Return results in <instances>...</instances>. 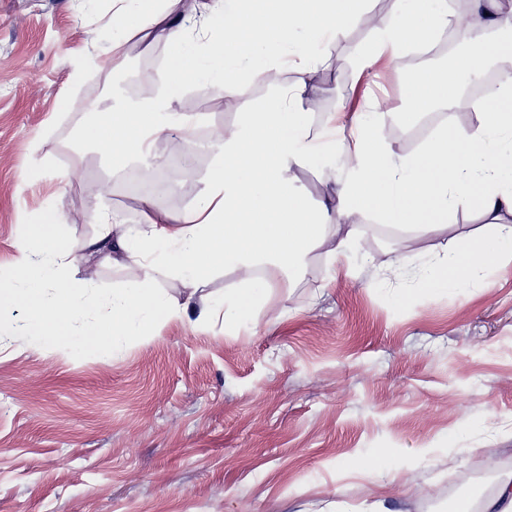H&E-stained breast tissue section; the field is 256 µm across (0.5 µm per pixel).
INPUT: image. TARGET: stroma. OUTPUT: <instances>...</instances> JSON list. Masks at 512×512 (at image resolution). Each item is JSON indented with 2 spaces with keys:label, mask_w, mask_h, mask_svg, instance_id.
I'll return each mask as SVG.
<instances>
[{
  "label": "stroma",
  "mask_w": 512,
  "mask_h": 512,
  "mask_svg": "<svg viewBox=\"0 0 512 512\" xmlns=\"http://www.w3.org/2000/svg\"><path fill=\"white\" fill-rule=\"evenodd\" d=\"M112 0H0V271L18 258L27 225L55 212L77 278L99 295L140 274L91 254L97 232L88 188L111 183L108 205L143 221L141 197L124 192L136 162L113 164L78 139L90 109L121 110L123 82L148 61L168 68L165 41L130 35L111 70ZM372 30L330 42L312 68L301 109L318 98L336 131L318 123L315 149L329 155L288 177L312 203L337 196L346 173L338 143L373 97L407 103L408 68L382 56L361 69ZM281 83L243 79L225 106L206 82L184 77L173 109L196 127L233 130L243 113L282 98ZM166 171L173 214L186 217L213 166ZM351 258L324 248L303 279L279 280L258 322L221 317L159 324L106 358L60 344L32 348L27 314L0 306L14 328L0 344V512H451L482 497L471 478L512 475V261L484 281L428 290L421 283L451 239L481 227L457 212L447 230L384 234L376 217H349ZM409 256L393 265L395 253ZM453 435L444 444L445 435ZM389 448L400 475L344 469Z\"/></svg>",
  "instance_id": "stroma-1"
}]
</instances>
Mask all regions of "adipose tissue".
<instances>
[{
	"label": "adipose tissue",
	"instance_id": "1",
	"mask_svg": "<svg viewBox=\"0 0 512 512\" xmlns=\"http://www.w3.org/2000/svg\"><path fill=\"white\" fill-rule=\"evenodd\" d=\"M369 0H203L202 16L217 12L221 27L213 35L194 32L184 22L159 29L174 50L171 67L157 76L153 90L127 107L93 111L79 140L114 162L149 156L153 144L172 132L189 135L190 117H174L171 107L183 83L179 70L234 92L240 76H262L290 56L297 79L293 96L306 88L305 77L325 54V46L368 13ZM477 25L461 26L449 0H394L393 18L360 49L361 66L370 67L383 53L399 57L408 48L453 27L464 42L446 77L412 87L405 111L387 109L373 100L345 150L351 165L343 179L334 212L316 209L288 178L294 166L318 163L308 144L315 133L308 113L280 104L245 113L236 128L218 138L212 171L186 222L146 211L143 224L126 230L123 218L105 207L107 191L92 192L98 232L92 253L114 264L135 263L139 276L98 301L89 280L75 278L67 261L69 243L54 213H45L33 230V242L22 243L12 272L0 276V303L29 315L27 341L39 347L59 343L80 353L111 356L148 335L160 323L188 318L191 301L164 295L161 276L178 279L184 288H202L216 267L237 272L239 286L215 299L210 313L225 325L257 320L274 280L300 281L303 259L314 247L331 244L332 255L352 252L353 242L341 220L370 213L382 222L428 235L447 225L457 211L475 213L488 227L477 237L461 238L437 256L427 288H451L476 280L512 248V7L498 0H471ZM505 33L489 47L487 29ZM503 62L498 86L469 101L476 125L462 128L444 120L418 151L398 156L383 131L389 123L413 124L433 103L452 102L459 80L483 75L489 55ZM105 309L106 333L76 330L77 315Z\"/></svg>",
	"mask_w": 512,
	"mask_h": 512
}]
</instances>
